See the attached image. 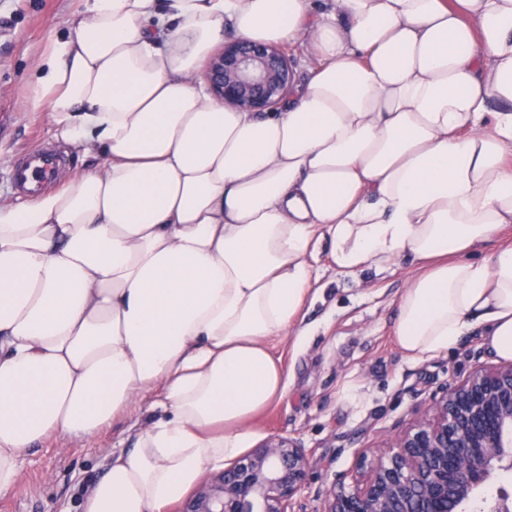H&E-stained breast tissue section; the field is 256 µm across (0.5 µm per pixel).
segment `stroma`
Segmentation results:
<instances>
[{
	"mask_svg": "<svg viewBox=\"0 0 512 512\" xmlns=\"http://www.w3.org/2000/svg\"><path fill=\"white\" fill-rule=\"evenodd\" d=\"M79 7L80 0H0L1 204L19 199L10 173L31 148L64 155L59 185L84 164L54 139L47 113L26 105L50 38L68 31ZM310 264L312 291L297 321L310 334L299 347L290 337L274 343L288 370V388L252 424L257 442L284 436L305 450L310 479L294 498L293 512H323L333 483L351 489L363 480L370 467L363 448L389 441L410 420L424 417L440 388L476 366L498 363L477 328L437 357L413 362L402 354L393 324L398 298L416 273L409 260L394 259L384 270L354 279L338 275L325 254ZM145 404L137 399L135 410L94 437L53 436L24 451L16 484L0 495V512H79L89 479L104 469L111 450L129 447L145 427Z\"/></svg>",
	"mask_w": 512,
	"mask_h": 512,
	"instance_id": "35a3bbf8",
	"label": "stroma"
}]
</instances>
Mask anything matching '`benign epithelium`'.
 Wrapping results in <instances>:
<instances>
[{"label": "benign epithelium", "instance_id": "obj_1", "mask_svg": "<svg viewBox=\"0 0 512 512\" xmlns=\"http://www.w3.org/2000/svg\"><path fill=\"white\" fill-rule=\"evenodd\" d=\"M204 76L223 104L265 112L279 104L293 76L285 49L242 41L224 45ZM431 415L412 422L351 490L333 485L326 512H512L500 488L512 470V363L477 367L431 399ZM305 450L272 437L202 487L181 512H288L306 484Z\"/></svg>", "mask_w": 512, "mask_h": 512}]
</instances>
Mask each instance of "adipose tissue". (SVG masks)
I'll return each mask as SVG.
<instances>
[{"instance_id":"1","label":"adipose tissue","mask_w":512,"mask_h":512,"mask_svg":"<svg viewBox=\"0 0 512 512\" xmlns=\"http://www.w3.org/2000/svg\"><path fill=\"white\" fill-rule=\"evenodd\" d=\"M228 31L307 45L278 111L200 77ZM28 105L89 164L0 205V495L22 451L96 435L138 395L150 422L82 512H168L223 471L285 395L270 343L317 240L345 277L412 260L408 359L478 327L512 360V244H494L512 227V0H86ZM294 58V79L293 86L304 81L307 71L311 66L312 59L309 55L306 45L297 43L296 45L286 46Z\"/></svg>"}]
</instances>
